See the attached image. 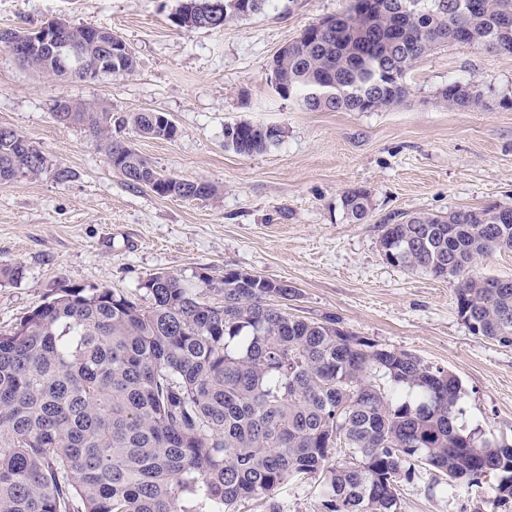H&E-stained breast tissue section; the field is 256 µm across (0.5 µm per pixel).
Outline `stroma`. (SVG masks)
I'll return each instance as SVG.
<instances>
[{
	"label": "stroma",
	"instance_id": "stroma-1",
	"mask_svg": "<svg viewBox=\"0 0 512 512\" xmlns=\"http://www.w3.org/2000/svg\"><path fill=\"white\" fill-rule=\"evenodd\" d=\"M183 0H0V28L34 30L54 18L111 28L133 47L128 75L60 81L23 67L0 48V126L47 159L48 173L0 183V262L22 276L0 281V329L46 300L55 283L137 294L157 272L192 279L243 270L284 281L293 313L338 317L375 344L404 350L455 373L459 428L512 445V346L474 334L456 309V282L388 263L379 226L396 212L445 213L489 203L512 208V54L447 44L407 70L406 100L379 112L309 111L271 83L279 49L308 25L346 10L348 0H269L223 29H184ZM478 85L483 103L455 109L439 92ZM103 103L120 116L165 113L179 135L114 130L160 172L206 182L210 199L160 198L129 186L93 137L59 124L56 99ZM248 121L281 128L279 142L241 156L224 128ZM70 170L57 181L52 171ZM370 191L373 210L351 223L340 197ZM494 478L443 489L424 470L404 483L401 512H512L494 502Z\"/></svg>",
	"mask_w": 512,
	"mask_h": 512
}]
</instances>
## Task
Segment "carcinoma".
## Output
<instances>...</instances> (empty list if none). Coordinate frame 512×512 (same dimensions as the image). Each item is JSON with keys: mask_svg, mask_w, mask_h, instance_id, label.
Returning <instances> with one entry per match:
<instances>
[{"mask_svg": "<svg viewBox=\"0 0 512 512\" xmlns=\"http://www.w3.org/2000/svg\"><path fill=\"white\" fill-rule=\"evenodd\" d=\"M211 0H185L181 28L197 29ZM351 24L276 58L288 98L310 111L379 112L407 97L403 75L439 45L512 53V0H352ZM104 26L75 25L64 40L86 49L64 72L41 51L24 65L61 80L99 79L95 46ZM133 51L112 57V76L131 73ZM317 85L344 91L328 104ZM441 98L482 104L472 83ZM57 119L101 142L107 161L133 186L172 198H214L209 183L158 171L112 137L102 104L68 99ZM162 112H130L118 123L144 138L173 140ZM281 130L238 122L224 146L242 156L279 141ZM46 158L0 126V183L38 178ZM344 214L361 224L371 194L346 190ZM379 249L395 266L457 281L458 316L473 332L512 346V279L479 277L481 257L512 250V208L401 212L380 225ZM148 303L109 288L61 281L50 300L0 330V512H238L260 501L284 512L278 490L320 480L321 512H400L402 480L420 469L447 486L497 477L495 501L512 499V446L457 424L461 383L417 356L378 346L335 316L288 312L294 288L229 269L216 281L157 272L140 284ZM348 457L330 462L337 449Z\"/></svg>", "mask_w": 512, "mask_h": 512, "instance_id": "cac0c4a2", "label": "carcinoma"}]
</instances>
